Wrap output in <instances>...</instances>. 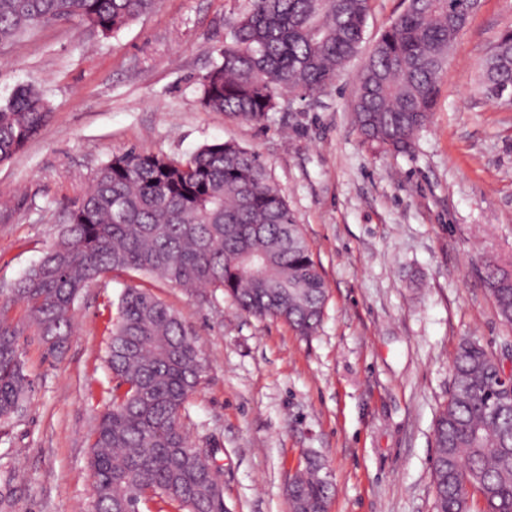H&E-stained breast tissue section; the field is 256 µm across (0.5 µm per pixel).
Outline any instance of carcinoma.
<instances>
[{
    "instance_id": "obj_1",
    "label": "carcinoma",
    "mask_w": 512,
    "mask_h": 512,
    "mask_svg": "<svg viewBox=\"0 0 512 512\" xmlns=\"http://www.w3.org/2000/svg\"><path fill=\"white\" fill-rule=\"evenodd\" d=\"M157 0H0V45L56 23L85 24L104 37L150 13ZM369 0H252L231 25L221 62L200 80L204 108L261 123L285 92L336 82L364 39ZM460 33L448 0H407L362 66L353 120L385 154L413 151L437 104L448 48ZM479 92L512 95V29L481 65ZM42 94L18 89L0 105V164L48 121ZM58 239L0 304V423L23 410L31 387L20 353L30 332L51 355L72 333L75 300L114 271L157 275L179 288H212L247 313L318 329L325 279L264 158L234 141L186 156L130 149L101 164L87 191L66 206ZM499 318L512 325V272L483 262ZM106 362L111 403L90 435L91 512H141L148 499L181 512H227L208 476L215 451L191 448L183 419L203 374L201 349L179 314L128 287L111 322ZM504 362L464 338L452 361L448 402L434 425L436 512H512V385ZM313 456L290 477L292 512H327L333 486Z\"/></svg>"
}]
</instances>
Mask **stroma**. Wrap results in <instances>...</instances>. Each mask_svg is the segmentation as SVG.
<instances>
[{
    "label": "stroma",
    "mask_w": 512,
    "mask_h": 512,
    "mask_svg": "<svg viewBox=\"0 0 512 512\" xmlns=\"http://www.w3.org/2000/svg\"><path fill=\"white\" fill-rule=\"evenodd\" d=\"M250 4L158 0L107 38L60 24L0 46V104L31 85L51 108L0 165V293L40 260L64 203L113 153L187 155L227 140L267 161L326 282L323 320L307 340L219 291L135 273L88 284L62 355L21 340L33 388L0 437L7 512H88L89 438L113 386L106 326L131 285L176 311L198 341L204 372L185 431L216 447L228 512H290L288 478L313 453L336 488L328 512H435L434 423L457 343L470 336L512 359V326L481 275L483 260L512 264V109L477 88L483 57L512 27V0H482L405 156L365 142L352 119L363 52L404 0H372L363 51L340 78L259 124L200 104V79Z\"/></svg>",
    "instance_id": "obj_1"
}]
</instances>
